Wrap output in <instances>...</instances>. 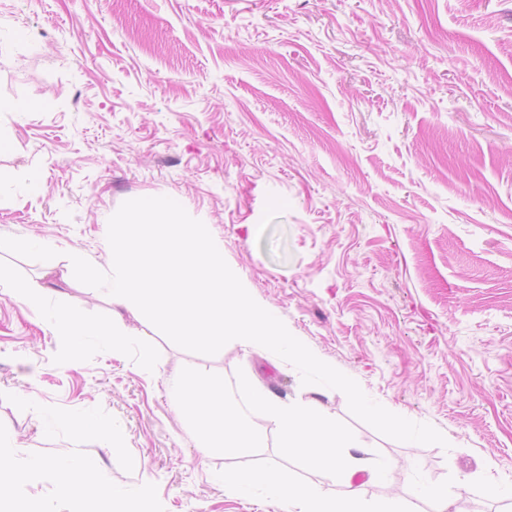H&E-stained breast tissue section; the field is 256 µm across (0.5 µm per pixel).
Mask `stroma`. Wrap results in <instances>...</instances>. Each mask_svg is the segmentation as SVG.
I'll return each mask as SVG.
<instances>
[{
    "label": "stroma",
    "mask_w": 512,
    "mask_h": 512,
    "mask_svg": "<svg viewBox=\"0 0 512 512\" xmlns=\"http://www.w3.org/2000/svg\"><path fill=\"white\" fill-rule=\"evenodd\" d=\"M0 423L18 456L67 453L13 393L102 407L134 459L83 444L116 484H155L165 512H281L211 473L247 463L197 447L165 382L190 366L355 434L368 501L431 512L416 483L501 512L512 487V0H0ZM168 196L224 244L252 297L373 401L447 439L409 447L286 361L173 344L123 311L112 351L57 334L65 308L110 321L70 251L111 269L108 220ZM51 244L49 254L24 241ZM155 350L154 371L142 365ZM0 287L3 289V292L7 291L10 295L25 300L28 304L35 307L40 306V299L36 294L35 288H31L22 282L11 280L3 274L2 270L0 272Z\"/></svg>",
    "instance_id": "obj_1"
}]
</instances>
